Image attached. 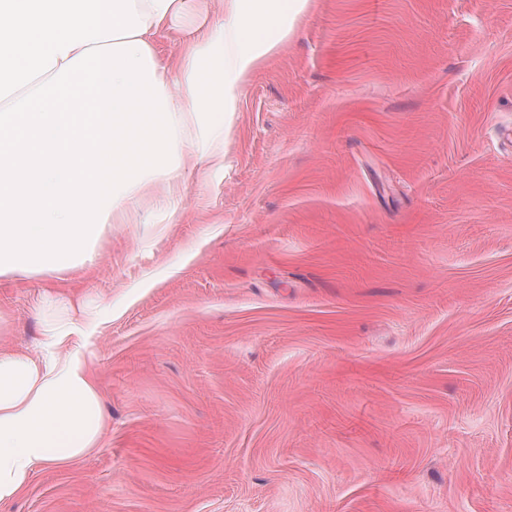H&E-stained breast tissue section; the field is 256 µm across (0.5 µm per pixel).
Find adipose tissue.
Returning a JSON list of instances; mask_svg holds the SVG:
<instances>
[{
  "label": "adipose tissue",
  "instance_id": "1",
  "mask_svg": "<svg viewBox=\"0 0 512 512\" xmlns=\"http://www.w3.org/2000/svg\"><path fill=\"white\" fill-rule=\"evenodd\" d=\"M310 0H221L180 32L175 57L155 38L194 0H0V278L67 281L93 264L109 224L142 195L171 207L180 171L224 169V117L290 36ZM35 348L0 345V504L34 474L99 448L103 395L79 323L89 306H38Z\"/></svg>",
  "mask_w": 512,
  "mask_h": 512
}]
</instances>
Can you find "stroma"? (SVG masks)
Returning a JSON list of instances; mask_svg holds the SVG:
<instances>
[{
  "mask_svg": "<svg viewBox=\"0 0 512 512\" xmlns=\"http://www.w3.org/2000/svg\"><path fill=\"white\" fill-rule=\"evenodd\" d=\"M142 196L50 295L108 428L0 512H512V0H311L224 170Z\"/></svg>",
  "mask_w": 512,
  "mask_h": 512,
  "instance_id": "35a3bbf8",
  "label": "stroma"
}]
</instances>
